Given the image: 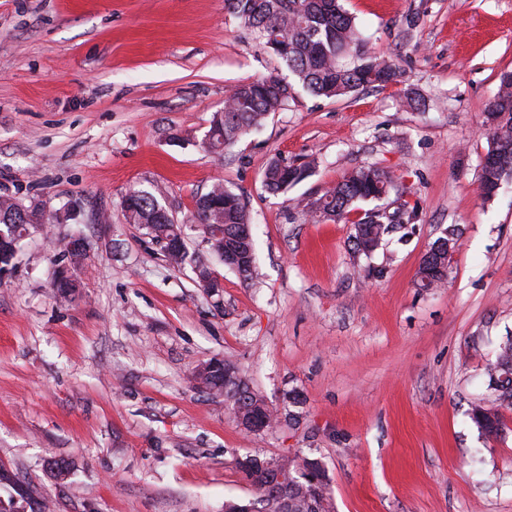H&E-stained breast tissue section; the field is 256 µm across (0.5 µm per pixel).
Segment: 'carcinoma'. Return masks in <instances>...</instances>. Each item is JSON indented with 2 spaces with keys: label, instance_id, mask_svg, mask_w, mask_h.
<instances>
[{
  "label": "carcinoma",
  "instance_id": "cac0c4a2",
  "mask_svg": "<svg viewBox=\"0 0 512 512\" xmlns=\"http://www.w3.org/2000/svg\"><path fill=\"white\" fill-rule=\"evenodd\" d=\"M224 5L244 22L259 44L269 50L281 46L275 56L289 75L315 96L341 100L364 87H384L400 76L394 63L367 48L355 18L340 0H224ZM293 91L286 77L257 78L234 86L224 100V108L212 116L204 148L223 154L263 125L271 114L285 110ZM486 116L491 141L481 163L479 190L489 200L512 178V72L501 75L499 90L488 103ZM311 168L310 162L296 165L274 158L264 170V182L268 189L286 193L305 179ZM395 190L397 182L390 173L375 166H361L323 194L298 201L293 210L304 219L351 224L356 252L368 259L381 246L391 225L411 223L415 210L407 206L388 217L386 224L379 210L361 213L356 203L381 200ZM124 201L129 223L140 225L155 243L182 235L181 225L162 213L165 206L156 195L133 190ZM194 216L206 235L213 237L218 231L227 235L225 247L237 252L242 260L238 273L249 278L255 263L254 241L233 237L241 226L250 224L243 197L223 182H215L209 191L195 198ZM43 224V210L0 197V231L9 238V244L0 243V269L13 266L17 251L11 243H20L28 227ZM458 240V229L451 226L431 243L417 272L418 287L436 288L444 283ZM484 374L487 398L473 404L469 416L486 436L502 437L508 431L502 411L512 409V335L502 339ZM194 379L200 390L224 396L233 412L247 407L243 396L225 388L224 362L209 361L205 372L194 375ZM299 484L301 488L288 493L286 511L265 485L254 486L257 512H332L324 485L312 489L302 479Z\"/></svg>",
  "mask_w": 512,
  "mask_h": 512
}]
</instances>
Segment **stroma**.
Listing matches in <instances>:
<instances>
[{
	"instance_id": "1",
	"label": "stroma",
	"mask_w": 512,
	"mask_h": 512,
	"mask_svg": "<svg viewBox=\"0 0 512 512\" xmlns=\"http://www.w3.org/2000/svg\"><path fill=\"white\" fill-rule=\"evenodd\" d=\"M403 75L334 101L295 88L286 110L223 154L202 141L231 86L287 71L224 0H0V196L72 206L30 228L0 281V512H224L255 491L240 458L308 457L334 512H512L508 433L469 418L512 332V182L478 172L487 102L512 71V0H344ZM415 91L426 111L401 107ZM313 162L266 190L272 158ZM374 165L418 216L371 259L346 224L304 223L292 199ZM243 194L256 276L215 257L193 216L214 181ZM163 192L190 253L222 281L196 288L124 216ZM462 234L442 287L419 288L429 245ZM87 243L78 292L54 286L69 235ZM231 362L279 423L241 429L193 373ZM65 462L56 478L52 465Z\"/></svg>"
}]
</instances>
